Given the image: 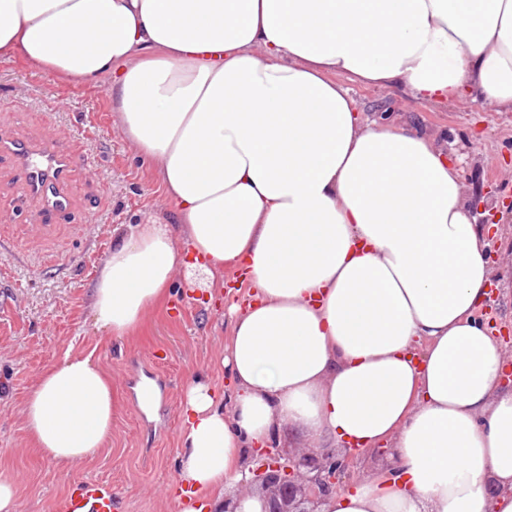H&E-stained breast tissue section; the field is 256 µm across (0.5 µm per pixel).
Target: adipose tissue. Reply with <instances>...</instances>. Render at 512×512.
<instances>
[{"instance_id": "adipose-tissue-1", "label": "adipose tissue", "mask_w": 512, "mask_h": 512, "mask_svg": "<svg viewBox=\"0 0 512 512\" xmlns=\"http://www.w3.org/2000/svg\"><path fill=\"white\" fill-rule=\"evenodd\" d=\"M106 80L171 220L127 225L92 314L134 336L176 274L246 263L226 397L180 404L181 491L240 500L251 448L386 445L323 512H512V390L478 310L491 263L475 203L435 134L363 119L339 79L415 102L512 112V0H0V56ZM118 401L91 357L30 389L22 426L61 468L112 439Z\"/></svg>"}]
</instances>
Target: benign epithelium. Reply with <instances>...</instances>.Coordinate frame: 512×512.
Returning <instances> with one entry per match:
<instances>
[{"mask_svg": "<svg viewBox=\"0 0 512 512\" xmlns=\"http://www.w3.org/2000/svg\"><path fill=\"white\" fill-rule=\"evenodd\" d=\"M388 454L393 450L254 448L247 485L261 491L262 512H321L329 495L346 489L360 475L358 464Z\"/></svg>", "mask_w": 512, "mask_h": 512, "instance_id": "1", "label": "benign epithelium"}]
</instances>
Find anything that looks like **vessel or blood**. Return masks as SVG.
Returning <instances> with one entry per match:
<instances>
[{
	"label": "vessel or blood",
	"instance_id": "1",
	"mask_svg": "<svg viewBox=\"0 0 512 512\" xmlns=\"http://www.w3.org/2000/svg\"><path fill=\"white\" fill-rule=\"evenodd\" d=\"M8 159L25 194L37 204L34 223L48 224L64 218L71 210L67 189L73 174L85 162L79 149H62L57 133L36 140L1 139L0 159ZM116 494L111 484L79 479L60 512H114Z\"/></svg>",
	"mask_w": 512,
	"mask_h": 512
}]
</instances>
